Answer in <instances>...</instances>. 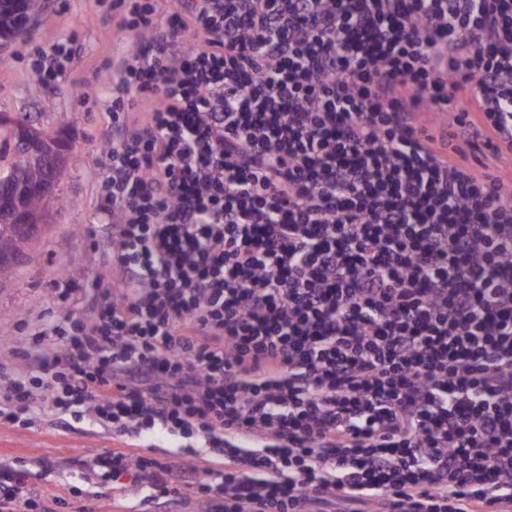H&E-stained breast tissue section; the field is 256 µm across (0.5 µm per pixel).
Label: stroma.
Here are the masks:
<instances>
[{"label":"stroma","instance_id":"obj_1","mask_svg":"<svg viewBox=\"0 0 512 512\" xmlns=\"http://www.w3.org/2000/svg\"><path fill=\"white\" fill-rule=\"evenodd\" d=\"M61 36L74 37L64 77L42 78L38 51ZM121 35L108 0H43L34 27L0 56V168L12 161L13 126L23 122L69 141L67 175L45 202L46 243L32 252L11 281L0 284V357L24 367L19 353L35 328L68 314L84 316L89 300L112 299L115 279L107 240L112 213L99 195L106 170L105 142L112 137L106 67ZM64 266L81 275H61ZM123 438L87 419L44 414L29 424L0 422V465L25 469L47 495H65L86 462ZM89 497H66L60 512H155L151 503L96 478Z\"/></svg>","mask_w":512,"mask_h":512}]
</instances>
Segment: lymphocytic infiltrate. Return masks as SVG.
Returning a JSON list of instances; mask_svg holds the SVG:
<instances>
[{"mask_svg":"<svg viewBox=\"0 0 512 512\" xmlns=\"http://www.w3.org/2000/svg\"><path fill=\"white\" fill-rule=\"evenodd\" d=\"M172 2L112 4L119 287L0 419L199 435L208 481L89 465L163 512H512V184L459 159L512 149V0ZM63 503L0 466V512Z\"/></svg>","mask_w":512,"mask_h":512,"instance_id":"lymphocytic-infiltrate-1","label":"lymphocytic infiltrate"}]
</instances>
